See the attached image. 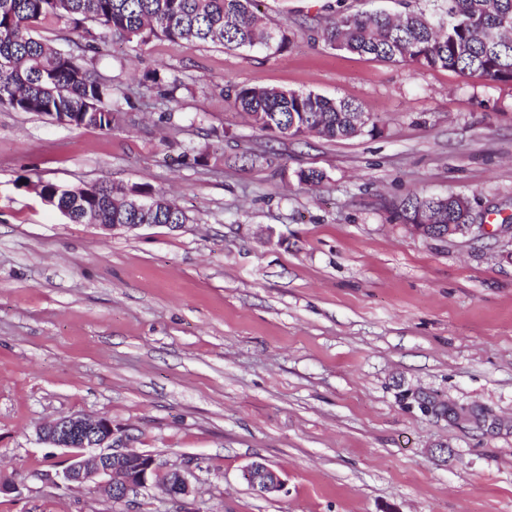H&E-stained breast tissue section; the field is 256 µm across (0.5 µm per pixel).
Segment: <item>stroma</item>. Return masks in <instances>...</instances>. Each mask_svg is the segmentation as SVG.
<instances>
[{
  "mask_svg": "<svg viewBox=\"0 0 512 512\" xmlns=\"http://www.w3.org/2000/svg\"><path fill=\"white\" fill-rule=\"evenodd\" d=\"M431 0H259L275 52L150 37L88 53L131 96L111 132L0 109V512H512V83L330 48L337 13ZM237 86L354 102L379 130L278 139ZM324 174L315 187L299 170ZM164 192L187 216L72 224L37 179ZM463 194L447 239L393 217ZM104 415L188 462L183 503L61 484L40 426ZM277 470L262 497L242 473ZM394 213L398 220L414 216L430 224H448V234L437 239L465 234L472 229L475 221L471 199L460 194H450L445 198L408 199ZM243 478L249 487L261 496H271L280 492L283 479L273 468L262 462L253 461L243 469Z\"/></svg>",
  "mask_w": 512,
  "mask_h": 512,
  "instance_id": "obj_1",
  "label": "stroma"
}]
</instances>
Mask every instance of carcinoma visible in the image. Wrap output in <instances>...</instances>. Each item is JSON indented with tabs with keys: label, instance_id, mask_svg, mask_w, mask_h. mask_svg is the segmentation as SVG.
I'll use <instances>...</instances> for the list:
<instances>
[{
	"label": "carcinoma",
	"instance_id": "cac0c4a2",
	"mask_svg": "<svg viewBox=\"0 0 512 512\" xmlns=\"http://www.w3.org/2000/svg\"><path fill=\"white\" fill-rule=\"evenodd\" d=\"M433 12L410 11L393 19L383 13L340 14L319 37L349 53L385 62H411L465 77L512 83V0H432ZM70 24L82 38L97 30L100 39L131 42L153 36L169 41L196 40L226 48L281 50L290 40L286 27L271 28L260 16L257 0H0V107L56 121L65 117L77 128L112 130L120 110L112 85L85 63L80 52L62 51L33 36L42 21ZM500 32L495 40L486 33ZM235 103L253 127L281 138L316 135L327 140L377 131L362 130V108L320 94L259 86L235 89ZM42 199H55L72 224H185V213L160 193L144 191L149 202L133 206L128 189L95 182L65 189L44 180L31 183ZM419 217L431 224H472L471 199H408L395 218Z\"/></svg>",
	"mask_w": 512,
	"mask_h": 512
}]
</instances>
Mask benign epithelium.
Instances as JSON below:
<instances>
[{"instance_id":"obj_1","label":"benign epithelium","mask_w":512,"mask_h":512,"mask_svg":"<svg viewBox=\"0 0 512 512\" xmlns=\"http://www.w3.org/2000/svg\"><path fill=\"white\" fill-rule=\"evenodd\" d=\"M44 442L67 453L68 466L62 481L69 487L93 486L109 499L124 500L132 490L159 487L176 501L193 493L192 470L181 463L161 464L152 454L126 447V431L112 425L106 416H63L40 429ZM249 487L261 496L281 491L283 479L273 468L253 461L243 469Z\"/></svg>"}]
</instances>
